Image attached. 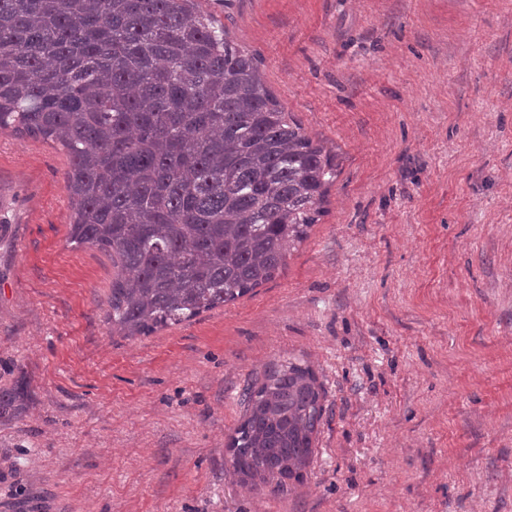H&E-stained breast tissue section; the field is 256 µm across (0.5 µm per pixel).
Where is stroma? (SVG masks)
I'll return each instance as SVG.
<instances>
[{
    "label": "stroma",
    "instance_id": "obj_1",
    "mask_svg": "<svg viewBox=\"0 0 512 512\" xmlns=\"http://www.w3.org/2000/svg\"><path fill=\"white\" fill-rule=\"evenodd\" d=\"M334 157L275 277L113 333L69 159L0 132V512H512V0H199ZM307 361L303 483L230 471L241 394Z\"/></svg>",
    "mask_w": 512,
    "mask_h": 512
}]
</instances>
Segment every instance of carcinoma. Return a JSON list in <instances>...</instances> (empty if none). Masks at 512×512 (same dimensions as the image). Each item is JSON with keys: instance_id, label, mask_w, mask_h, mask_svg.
Wrapping results in <instances>:
<instances>
[{"instance_id": "carcinoma-1", "label": "carcinoma", "mask_w": 512, "mask_h": 512, "mask_svg": "<svg viewBox=\"0 0 512 512\" xmlns=\"http://www.w3.org/2000/svg\"><path fill=\"white\" fill-rule=\"evenodd\" d=\"M197 0H0V130L69 157L70 244L117 269L112 330L148 336L271 280L336 177L266 88L258 58ZM24 391L0 392V418ZM310 365L243 392L231 466L273 493L302 483L323 415Z\"/></svg>"}]
</instances>
